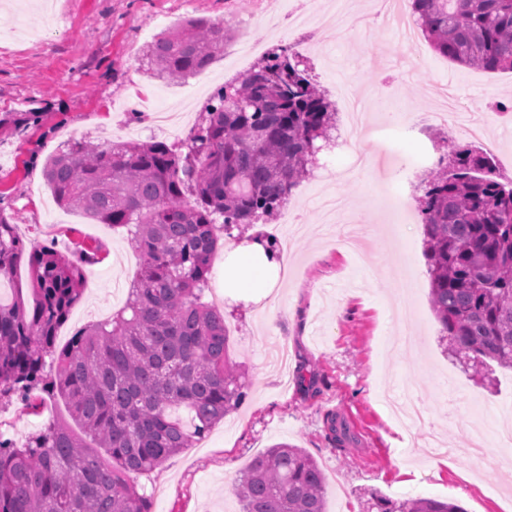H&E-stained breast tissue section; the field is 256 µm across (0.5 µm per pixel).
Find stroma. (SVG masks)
Masks as SVG:
<instances>
[{"label":"stroma","mask_w":512,"mask_h":512,"mask_svg":"<svg viewBox=\"0 0 512 512\" xmlns=\"http://www.w3.org/2000/svg\"><path fill=\"white\" fill-rule=\"evenodd\" d=\"M0 0V113L37 112L40 121L0 134V209L25 242L102 243L104 258L91 266L81 300L57 331L65 346L80 328L111 316L125 302L139 257L122 230L58 205L43 177L47 157L73 139L98 144L161 141L135 131L130 115L141 101L178 107L184 133L205 115L214 91L261 62L244 55V42L262 35L261 0ZM187 19L226 23L235 33L223 58L185 81L154 80L142 51L160 32ZM305 48L310 74L333 93L338 72L374 118L362 134L369 167L342 178L347 153L333 141L319 156L318 172L292 191L297 223L280 220L246 227L250 236L294 233L288 273L268 308L225 298L212 281L206 300L230 326L228 355L249 383L243 406L226 415L204 439L163 465L135 476L150 495L152 512H239L235 481L251 459L286 442L309 453L326 482L327 512H365L371 492L392 499L426 497L455 502L465 512H512V447H499L512 431V370L496 365L475 382L444 352L429 301L423 224L417 207L429 178L421 169L406 202L389 200L407 160H425L449 146H470L462 127L431 121L448 86L464 95L512 99V72H488L448 61L421 41L424 62L400 65L396 36L376 28L338 37L334 28L281 29L267 48ZM402 109L412 125L393 130L381 113ZM479 147L491 149L498 171L512 179V117L485 122ZM344 198L347 221L371 231L359 254L338 247L335 225L325 223L321 200ZM316 378L303 390L300 377ZM398 396L419 403L423 425L405 429L391 414ZM346 422L351 440L335 447L326 417ZM68 411L57 398L32 413L13 399L0 404V430L19 442ZM481 436L485 462L452 455Z\"/></svg>","instance_id":"obj_1"}]
</instances>
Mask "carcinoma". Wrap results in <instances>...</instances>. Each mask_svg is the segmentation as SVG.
<instances>
[{"instance_id": "cac0c4a2", "label": "carcinoma", "mask_w": 512, "mask_h": 512, "mask_svg": "<svg viewBox=\"0 0 512 512\" xmlns=\"http://www.w3.org/2000/svg\"><path fill=\"white\" fill-rule=\"evenodd\" d=\"M430 46L448 60L512 72V0H411ZM224 22L188 19L143 53L155 78L186 80L224 56ZM285 46L207 107L186 152L163 141L94 146L72 139L46 159L56 201L124 228L141 258L125 306L56 346L102 245L63 253L27 245L0 209V280L27 259L35 303L0 302V400L65 401L85 437L53 420L22 444L0 437V512H151L131 475L163 464L246 398L229 362L224 314L203 301L219 237L279 211L312 172L317 141L332 139L336 105ZM36 112H3L17 130ZM418 197L430 305L461 368H512V180L493 178V158L454 148ZM51 364L54 376L43 372ZM342 447L349 428L327 420ZM325 479L302 448L277 444L241 473L240 512H326ZM376 512H465L453 502L373 495Z\"/></svg>"}]
</instances>
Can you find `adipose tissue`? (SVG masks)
Masks as SVG:
<instances>
[{
  "label": "adipose tissue",
  "mask_w": 512,
  "mask_h": 512,
  "mask_svg": "<svg viewBox=\"0 0 512 512\" xmlns=\"http://www.w3.org/2000/svg\"><path fill=\"white\" fill-rule=\"evenodd\" d=\"M288 263L285 253L267 251L259 241L225 248L220 282L230 298L264 303L279 286V272Z\"/></svg>",
  "instance_id": "adipose-tissue-1"
}]
</instances>
